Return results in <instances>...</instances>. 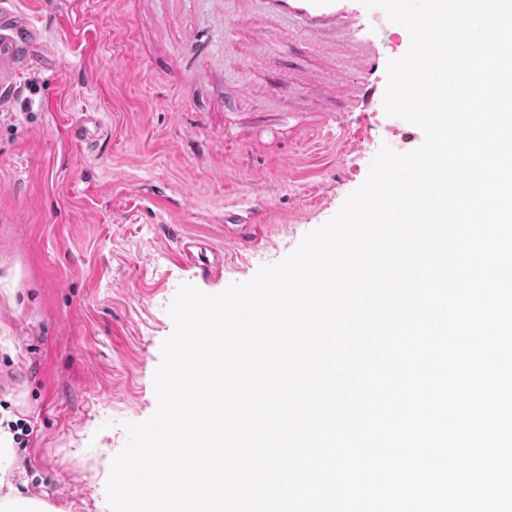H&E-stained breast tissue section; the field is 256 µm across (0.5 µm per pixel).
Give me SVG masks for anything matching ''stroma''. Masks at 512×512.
Returning <instances> with one entry per match:
<instances>
[{"mask_svg": "<svg viewBox=\"0 0 512 512\" xmlns=\"http://www.w3.org/2000/svg\"><path fill=\"white\" fill-rule=\"evenodd\" d=\"M12 2L62 66L0 91V371L18 376L0 389V433L29 430L0 499L110 512L124 425L157 408L180 286L249 281L336 214L381 146L422 143L383 103L410 36L370 8L330 43L259 5L237 21L221 0ZM91 110L107 137L70 141ZM183 232L232 239L222 280L174 258Z\"/></svg>", "mask_w": 512, "mask_h": 512, "instance_id": "stroma-1", "label": "stroma"}]
</instances>
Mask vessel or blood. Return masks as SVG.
Here are the masks:
<instances>
[{"label":"vessel or blood","instance_id":"1","mask_svg":"<svg viewBox=\"0 0 512 512\" xmlns=\"http://www.w3.org/2000/svg\"><path fill=\"white\" fill-rule=\"evenodd\" d=\"M263 3L275 17L292 19L302 31L310 35L322 33L325 27L352 30L360 21L361 12L344 7L342 0H224L236 17L249 15L254 4ZM45 36L43 28L34 21L21 18L0 0V86L7 87L17 77L33 69L56 72L55 60L38 56L36 48ZM102 129V121L95 112L83 113L81 119L70 126L69 139L93 145ZM180 260L194 269L196 276L209 280L224 274V250L211 241L192 235L175 241Z\"/></svg>","mask_w":512,"mask_h":512}]
</instances>
